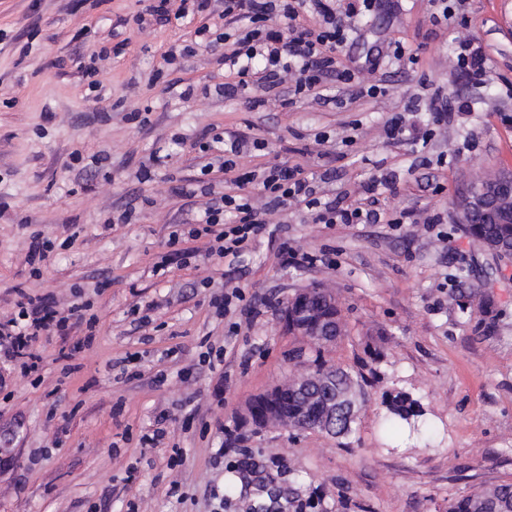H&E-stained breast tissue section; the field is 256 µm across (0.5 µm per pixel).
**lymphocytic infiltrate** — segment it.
Listing matches in <instances>:
<instances>
[{
  "instance_id": "1",
  "label": "lymphocytic infiltrate",
  "mask_w": 512,
  "mask_h": 512,
  "mask_svg": "<svg viewBox=\"0 0 512 512\" xmlns=\"http://www.w3.org/2000/svg\"><path fill=\"white\" fill-rule=\"evenodd\" d=\"M371 0H198V11H213L228 24H237L234 39L225 41L216 62L233 74V81L217 87L227 98L245 96L248 110H260L279 101L320 95L329 77L351 84L356 96L374 95L377 86L371 74L343 66L336 49L347 39L345 19L370 8ZM258 196L229 193L210 199L196 216L192 236L207 235V252L221 257L240 255L260 235L268 218L301 205L315 213L321 224H373L378 220L374 197L364 203L338 207L321 202L309 177L301 170L273 165L252 173ZM235 220L225 223V213ZM16 313L0 321V351L18 368L21 376L39 373L42 357L35 345L51 334L67 336L72 319H84L83 346L95 339V318H83L89 303L57 308L45 297L17 289Z\"/></svg>"
}]
</instances>
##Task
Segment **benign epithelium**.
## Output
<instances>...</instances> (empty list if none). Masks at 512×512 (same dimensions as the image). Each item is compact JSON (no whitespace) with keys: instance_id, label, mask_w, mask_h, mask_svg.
<instances>
[{"instance_id":"7a95c632","label":"benign epithelium","mask_w":512,"mask_h":512,"mask_svg":"<svg viewBox=\"0 0 512 512\" xmlns=\"http://www.w3.org/2000/svg\"><path fill=\"white\" fill-rule=\"evenodd\" d=\"M458 223H512V171H503L469 183L455 202ZM283 326L299 336H311L320 342L333 344L342 331L336 329V297L312 288L294 294L282 311ZM315 380L307 375L273 386L251 399L242 413L247 425L266 427L286 421L284 405L288 395L308 397Z\"/></svg>"}]
</instances>
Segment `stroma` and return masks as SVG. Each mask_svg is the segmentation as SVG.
I'll return each mask as SVG.
<instances>
[{
	"label": "stroma",
	"mask_w": 512,
	"mask_h": 512,
	"mask_svg": "<svg viewBox=\"0 0 512 512\" xmlns=\"http://www.w3.org/2000/svg\"><path fill=\"white\" fill-rule=\"evenodd\" d=\"M448 5L435 24L431 0H376L354 22L337 55L375 68L382 95L330 78L329 102L250 112L214 93L229 75L211 47L165 69L164 53L192 36L137 26L139 0H0V317L24 288L61 307L82 298L97 319L91 348L76 349L78 329L39 341L40 385L0 362V512H253L267 487L285 501L274 512H447L449 499L512 482V261L485 253L453 206L470 180L512 169V0ZM463 35L485 60L482 83L456 65ZM394 41L406 59L377 58ZM89 57L98 97L78 69ZM188 82L201 92L185 101ZM438 92L467 104L444 127L425 108ZM393 118L407 131L395 143ZM224 131L265 143L239 171L300 167L343 206L376 184L379 223L319 224L292 206L232 260L186 240L197 256L181 266L168 238L208 197L174 189L213 181L201 168L216 153L199 144ZM403 212L410 222L394 225ZM37 237L54 249L35 277ZM226 286L259 311L234 336L209 305ZM314 286L335 294L345 326L325 358L379 372L354 432L242 425L253 396L310 368L313 346L280 310ZM210 344L224 348L214 372L198 364ZM64 352L79 366L67 377ZM393 389L420 399L427 433L383 426ZM159 423L163 442L142 443Z\"/></svg>",
	"instance_id": "obj_1"
}]
</instances>
